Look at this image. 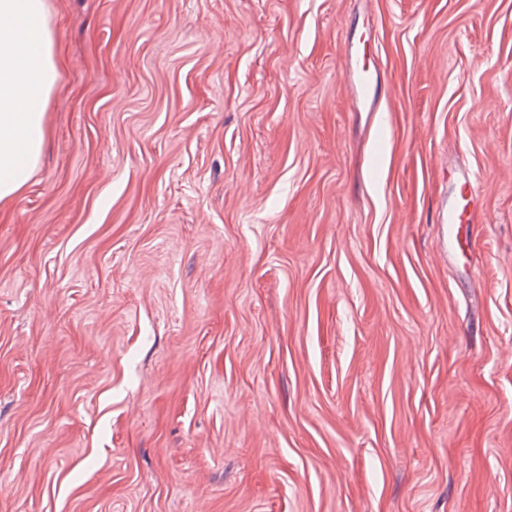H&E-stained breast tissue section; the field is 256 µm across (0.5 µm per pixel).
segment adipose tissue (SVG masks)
Instances as JSON below:
<instances>
[{"instance_id": "obj_1", "label": "adipose tissue", "mask_w": 512, "mask_h": 512, "mask_svg": "<svg viewBox=\"0 0 512 512\" xmlns=\"http://www.w3.org/2000/svg\"><path fill=\"white\" fill-rule=\"evenodd\" d=\"M57 80L46 0H0V204L19 194L36 170Z\"/></svg>"}]
</instances>
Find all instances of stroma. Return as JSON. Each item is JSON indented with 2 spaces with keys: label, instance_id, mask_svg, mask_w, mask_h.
I'll return each mask as SVG.
<instances>
[{
  "label": "stroma",
  "instance_id": "1",
  "mask_svg": "<svg viewBox=\"0 0 512 512\" xmlns=\"http://www.w3.org/2000/svg\"><path fill=\"white\" fill-rule=\"evenodd\" d=\"M48 5L0 512H512V0ZM378 82V77H374L372 74L362 70L359 72L358 77L354 78L350 84L351 96L353 100L358 104L362 103L366 105L370 102V109L373 105V91ZM475 213L474 195L472 191H470L462 208L459 206L448 207V214L446 218L443 219L442 224H448L449 244L451 241L453 224H464V222H467V224H477L479 223V219L476 218Z\"/></svg>",
  "mask_w": 512,
  "mask_h": 512
}]
</instances>
